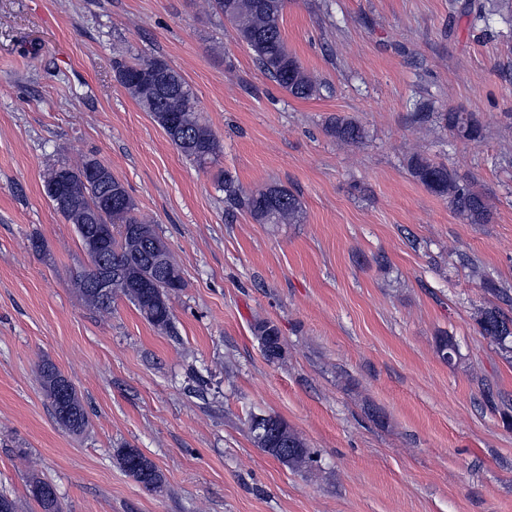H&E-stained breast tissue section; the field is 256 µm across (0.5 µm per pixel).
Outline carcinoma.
I'll list each match as a JSON object with an SVG mask.
<instances>
[{"mask_svg": "<svg viewBox=\"0 0 512 512\" xmlns=\"http://www.w3.org/2000/svg\"><path fill=\"white\" fill-rule=\"evenodd\" d=\"M287 5L288 0H211L212 9L231 25L236 41L247 47L263 73L291 96L310 99L319 94V86L288 52L281 31ZM458 10L490 28L493 10L486 8L482 0H463ZM113 69L119 84L148 112L182 156L199 166L215 158L218 142L202 120L195 96L179 72L159 58L117 59ZM440 118L455 138L471 142L482 137L480 124L468 112L450 110L441 113ZM327 130L336 140L347 144H358L365 137L362 126L344 116L331 118ZM409 170L416 181L447 200L453 211L468 223H492L494 213L486 197L446 165L416 156L410 159ZM221 185L225 201L247 211L259 224H297L302 217L300 199L281 186L272 185L245 194L228 174ZM44 191L54 208L75 225L80 243H85L84 225H112L105 254L106 269L112 272V294L100 295L90 286L93 270L88 269L73 278L76 297L89 307L109 312L114 298L124 296L148 323L160 331L169 330L172 323L169 295L184 286L181 268L153 225L137 217L133 197L112 174V169L94 157L85 158L76 167L58 162L48 169ZM109 197L119 203L109 206L106 203ZM477 324L481 335L501 349L512 351V319L498 307L482 310ZM254 333L267 360L284 359L286 349L273 322L257 321ZM39 378L56 422L73 434L82 433L89 419L71 381L48 360L40 365ZM247 429L254 446L282 464L297 471L313 469L314 454L282 418L252 413L247 419ZM117 460L146 490L162 491L163 473L140 450L119 448ZM28 491L41 512H62L51 483L33 474L28 479Z\"/></svg>", "mask_w": 512, "mask_h": 512, "instance_id": "cac0c4a2", "label": "carcinoma"}]
</instances>
